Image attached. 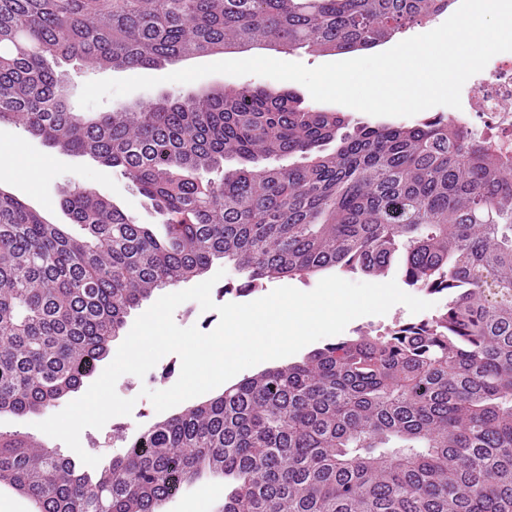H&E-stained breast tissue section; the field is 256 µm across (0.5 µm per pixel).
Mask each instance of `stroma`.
Listing matches in <instances>:
<instances>
[{"instance_id":"stroma-1","label":"stroma","mask_w":512,"mask_h":512,"mask_svg":"<svg viewBox=\"0 0 512 512\" xmlns=\"http://www.w3.org/2000/svg\"><path fill=\"white\" fill-rule=\"evenodd\" d=\"M224 83L264 86L274 90L281 87L280 81L257 75L234 77L211 74L189 84L165 82L149 90H139L125 96L110 98L101 104L100 109L109 112L133 101L147 103L166 95L179 97L189 93L196 94ZM0 134L20 143L23 161L48 162V171L38 182L32 184L25 180L16 181L12 183L10 190L45 214L51 223L65 224L69 221L60 206V191L68 187L92 188L107 193L111 196L113 203L134 223H161V216L155 212L150 202L139 195L120 173L101 166L93 158L61 153L15 127L0 128ZM214 267L224 272L223 277L211 291L213 301L218 304L251 302L266 296L278 286L277 281H267L262 287L244 292L240 289L244 279L233 266H226L218 261L215 262ZM409 293L432 301V309L414 314L404 305L398 304L386 314L368 315L351 321L343 332L344 337L349 338L359 334L377 336L398 325L417 323L421 319L442 313L448 303V295L444 292L431 294L413 287L410 288ZM180 369V358L172 353L162 357L145 377L139 378L125 374L118 379L116 383L118 395L136 401L131 415L114 417L103 428L85 429L80 436L83 449L89 454L99 456L100 467H107L112 458L124 453L126 439L133 431L143 425L161 420V413L156 412L148 398L141 396V389L170 388L178 380ZM223 501V481L205 476L185 489L181 496L166 501L161 506L160 512H218Z\"/></svg>"}]
</instances>
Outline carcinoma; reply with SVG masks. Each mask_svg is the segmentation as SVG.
Listing matches in <instances>:
<instances>
[{
    "label": "carcinoma",
    "mask_w": 512,
    "mask_h": 512,
    "mask_svg": "<svg viewBox=\"0 0 512 512\" xmlns=\"http://www.w3.org/2000/svg\"><path fill=\"white\" fill-rule=\"evenodd\" d=\"M451 2L0 0V125L120 171L164 217L135 224L105 193L68 188L77 236L0 188V415L55 408L131 310L216 260L249 286L396 265L449 295L436 317L327 343L139 429L95 475L0 431V486L32 512H157L207 473L229 485L219 512H512L511 159L444 115L341 136L344 113L260 86L87 117L51 65L348 53ZM287 155L304 162L267 163Z\"/></svg>",
    "instance_id": "1"
}]
</instances>
